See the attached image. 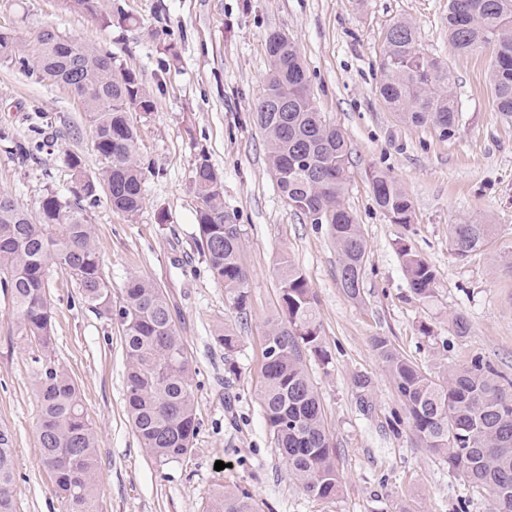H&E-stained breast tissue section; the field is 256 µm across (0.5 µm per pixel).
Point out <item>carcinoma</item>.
Here are the masks:
<instances>
[{"label":"carcinoma","instance_id":"1","mask_svg":"<svg viewBox=\"0 0 512 512\" xmlns=\"http://www.w3.org/2000/svg\"><path fill=\"white\" fill-rule=\"evenodd\" d=\"M67 5L110 26L98 16L97 0H66ZM448 43L461 55L487 50L489 81L497 112L512 122V0H448ZM270 69L263 94L253 107L255 124L268 143V162L283 199L295 210H323L336 245L340 287L352 300L361 297L367 243L361 225L341 198L349 179L347 143L319 111L310 80L293 41L277 30L267 35ZM0 61L42 79L81 92L109 188L112 208L134 217L142 207L143 171L137 162L133 112H152L155 102L136 73L112 54L45 29L33 44L0 29ZM378 93L406 123L458 130L452 93L454 76L420 46L414 26L397 20L388 28L379 64ZM283 98L288 111H265L267 99ZM74 172V199L47 192L37 212L0 193V289L10 294L18 335L40 347L34 358L39 402L38 433L44 466L66 512H94L96 436L87 420L79 388L55 363L47 271L56 264L68 272L84 302L112 314L110 288L96 246L95 228L83 202L96 199L97 181L86 177L81 161L68 158ZM199 199L198 247L214 279L235 308L246 309L249 275L241 264L242 233L235 215L224 209L221 177L207 157L195 167ZM378 208L393 224L413 219L410 197L382 172L371 176ZM496 225H448L451 253L466 259L484 250ZM399 256L414 297L433 301L436 270L406 246ZM281 265V315L266 336L261 403L266 427L291 475L310 498L336 497L340 476L336 443L327 428L317 390L306 369L308 355L329 363L312 287L289 260ZM117 316L126 358L128 415L142 448L160 466L191 456L197 432L191 358L171 315L168 300L154 283L132 277L121 292ZM373 347L390 374L417 446L448 463L473 487L490 493L494 512H512V380L488 363L474 361L447 370L438 379L423 372L385 337ZM13 436L0 428V512H14ZM208 512H255L252 498L222 489Z\"/></svg>","mask_w":512,"mask_h":512}]
</instances>
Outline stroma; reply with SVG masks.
I'll use <instances>...</instances> for the list:
<instances>
[{
	"mask_svg": "<svg viewBox=\"0 0 512 512\" xmlns=\"http://www.w3.org/2000/svg\"><path fill=\"white\" fill-rule=\"evenodd\" d=\"M99 15L133 24L103 26L65 0H0V27L34 42L48 27L109 51L135 72L155 101L136 112L143 207L135 218L114 211L99 185L88 215L113 291L127 278L154 282L167 296L189 352L196 420L194 453L158 466L141 448L126 412L122 333L112 316L85 304L69 274L48 270L54 344L51 357L78 384L97 436L98 512H206L215 491L241 489L257 512H492L490 495L415 447L394 425L401 402L373 339L387 337L423 372L479 360L512 378V123L496 112L488 52L456 54L448 44V0H97ZM404 19L424 51L447 64L460 112L453 137L412 126L379 97L384 34ZM297 45L315 102L350 148L343 203L368 242L360 301L337 281L328 228L288 206L267 163L265 136L251 120L269 71L266 35ZM26 154H18L17 145ZM223 175L225 209L242 229L241 260L249 303L238 311L196 246L199 155ZM78 156L87 176L101 166L82 101L63 85L0 63V192L37 211L47 191L69 195ZM409 195L413 221L393 224L376 206L371 172ZM497 225L485 249L451 255L448 227ZM411 248L438 272L437 296L413 298L398 255ZM310 282L329 365L307 358L336 441L341 487L319 503L291 478L263 419L260 367L265 338L280 312L279 256ZM462 313L467 335L449 318ZM233 327L238 347L216 338ZM35 345L18 336L9 295L0 293V426L13 435L16 512H65L41 460L33 388ZM371 380L362 412L352 380ZM224 462L216 470V462Z\"/></svg>",
	"mask_w": 512,
	"mask_h": 512,
	"instance_id": "obj_1",
	"label": "stroma"
}]
</instances>
